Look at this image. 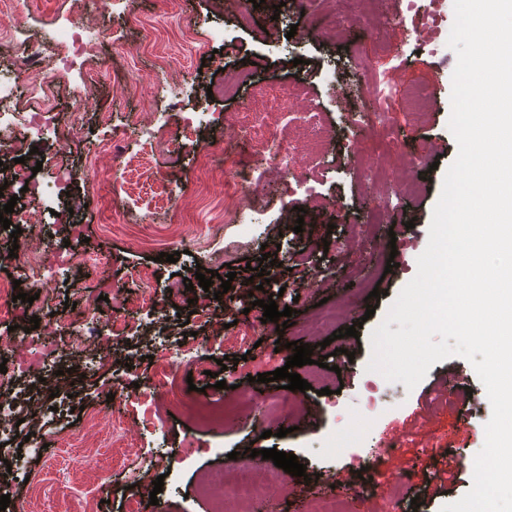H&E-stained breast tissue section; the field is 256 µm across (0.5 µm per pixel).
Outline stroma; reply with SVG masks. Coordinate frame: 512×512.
<instances>
[{"label":"stroma","instance_id":"stroma-1","mask_svg":"<svg viewBox=\"0 0 512 512\" xmlns=\"http://www.w3.org/2000/svg\"><path fill=\"white\" fill-rule=\"evenodd\" d=\"M69 0H43V12L87 31L99 40L96 55L67 65L59 78L41 84L38 93L15 91L12 111L20 115L49 111L68 118L83 116L79 131L59 140L55 128H45L36 145L44 162L27 160L36 181L45 185L39 201L22 192L11 175L13 157L0 161L4 198H15L28 224L41 226L42 236L0 232V279H21L9 270L12 245L40 251L63 247L92 255L85 269L67 273L56 291L33 303L13 302L12 322L29 326L38 317L37 336L49 338L56 357L41 376L19 383L0 374V399L15 401L20 425L9 446L25 456L40 473L44 495L26 483V471L11 472L1 490L10 496L5 512L33 500L34 512H77L78 497L100 503V512H127L130 500H140L143 512H210L201 491L206 475L226 468L231 452L246 447L277 449L306 463L322 451L317 476L306 479L276 469L264 512H308L310 501L325 494L338 477L346 484L338 495L349 498L356 512H386L384 500L361 494L368 481L387 490L404 474L400 512H441L472 487L474 460L485 442L491 416L486 390L466 359L452 356L431 366L413 389L398 385L396 398L371 417L363 410L369 390L387 388L382 375L367 371L372 356L370 336L383 322L394 298L417 272V254L429 237L433 209L440 197L447 168L457 156L448 123L451 114L455 52L447 41L454 22L453 0H369L354 20L334 11L330 0H263L241 23L225 0H179L162 10L158 0H89L85 15H69ZM28 12L26 0H0V35L25 30L46 48H55L59 32ZM221 61H214L215 51ZM170 70L162 75L157 57ZM244 70L247 82L221 94L207 95L222 84L226 72ZM91 83L94 93L82 99L75 92ZM264 85L267 96L254 92ZM199 133L176 148L159 147L151 167L165 184L153 183L133 169L115 163V155L133 156L145 133L164 138L180 126L198 99ZM262 120L263 133L281 140L289 153L291 193H281L280 175L269 170L262 181L250 182L237 198L250 219L247 233L237 225L223 229L224 250L216 255L202 249L178 254L177 262L160 260L175 252L173 236L198 239L202 225L224 215V185L211 179L202 158L221 149L248 163L249 145L235 133L244 118ZM111 140L112 153L97 152ZM394 143L392 175L385 180L374 170L387 143ZM318 169V179L307 173ZM69 171L66 195H57L52 175ZM95 184L86 208L72 212L69 196ZM326 199L323 207L307 208L311 196ZM302 232H295V225ZM336 248L324 247L325 239ZM271 261H262L263 252ZM176 253V252H175ZM397 266L386 271L388 258ZM269 270L264 289L246 292L250 263ZM233 274L229 292L220 284L210 290L196 286L183 302L170 304L169 285L194 281L196 269ZM151 273L157 294L154 310H130L140 271ZM320 282L306 294L308 279ZM380 290L374 315H367V296ZM276 295L278 307L293 306L284 332L267 322L262 338L249 336L253 300ZM96 301L100 323L113 314L125 315L120 336H88L75 348L59 320L66 301ZM340 305L336 326L361 321L357 337L331 342L326 356L321 338L308 333L307 321L320 301ZM207 303V323L191 320L193 303ZM203 338L200 360L192 369L174 374L178 386L194 383L190 398H220L217 380L239 385L241 392L262 401L275 383L249 381L236 366L222 368L221 358L267 356L277 342H303L313 347V360L338 366L330 374L329 394L316 389L293 392L290 418L264 411L248 417L200 423L186 409L173 406L159 383L164 361L159 346L188 345ZM73 370L78 381L59 387V374ZM459 383L466 390L455 401L436 394L440 382ZM53 404L54 414L39 422L28 420L31 400ZM85 417H78L77 408ZM285 437H278L280 428ZM34 442H27V435ZM401 443L388 455V439ZM43 444L34 453V444ZM200 448L185 462L168 465L169 457L187 444ZM368 449L365 471L352 459ZM163 478L162 493L152 482ZM158 505H151V498Z\"/></svg>","mask_w":512,"mask_h":512}]
</instances>
